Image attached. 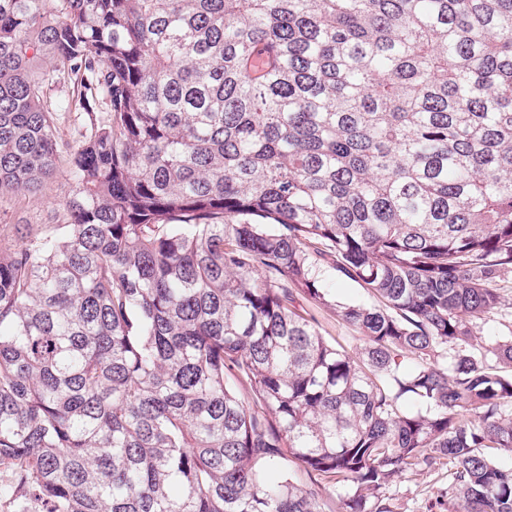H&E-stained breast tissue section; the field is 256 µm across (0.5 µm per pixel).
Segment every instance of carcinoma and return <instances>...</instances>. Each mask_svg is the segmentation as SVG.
<instances>
[{
  "label": "carcinoma",
  "mask_w": 512,
  "mask_h": 512,
  "mask_svg": "<svg viewBox=\"0 0 512 512\" xmlns=\"http://www.w3.org/2000/svg\"><path fill=\"white\" fill-rule=\"evenodd\" d=\"M59 170L0 225V512H322L280 459L512 512V0H0V195ZM69 184L63 175L46 183L32 193L19 196H0V219L2 224H30L33 232L44 224L51 223L69 192ZM328 285L337 302L369 301L370 296L366 290L343 276L330 274ZM498 288H502L501 292L504 297L502 304L493 310L485 321H477L475 330L483 339L488 335H501L508 333V328L512 330V274L505 280L499 282ZM295 301L298 311L314 322L321 336L328 342L339 343L350 353L355 352L356 347L363 343L359 339L361 334L343 322L333 307L321 305L302 293L297 294Z\"/></svg>",
  "instance_id": "cac0c4a2"
}]
</instances>
